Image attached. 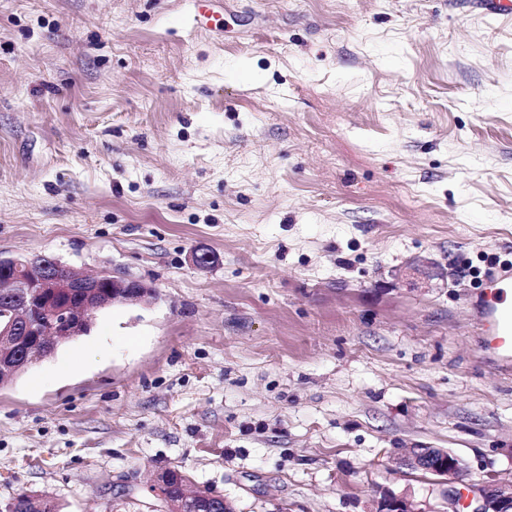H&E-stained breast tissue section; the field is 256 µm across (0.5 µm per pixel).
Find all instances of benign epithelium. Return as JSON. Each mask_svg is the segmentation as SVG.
Returning a JSON list of instances; mask_svg holds the SVG:
<instances>
[{
  "instance_id": "obj_1",
  "label": "benign epithelium",
  "mask_w": 512,
  "mask_h": 512,
  "mask_svg": "<svg viewBox=\"0 0 512 512\" xmlns=\"http://www.w3.org/2000/svg\"><path fill=\"white\" fill-rule=\"evenodd\" d=\"M16 268L0 277V296L11 301L10 317L0 323V384L21 374L33 361L53 355L62 342L90 332L96 313L114 304L140 305L156 298L141 282L103 270L82 274L53 257L32 254L0 257ZM401 463L412 471L443 477L463 473V464L444 448H410ZM177 512H212L207 500L180 486ZM471 512H512V482L482 481L471 489ZM372 512H422L414 500L381 487Z\"/></svg>"
}]
</instances>
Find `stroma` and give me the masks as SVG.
<instances>
[{"instance_id": "1", "label": "stroma", "mask_w": 512, "mask_h": 512, "mask_svg": "<svg viewBox=\"0 0 512 512\" xmlns=\"http://www.w3.org/2000/svg\"><path fill=\"white\" fill-rule=\"evenodd\" d=\"M219 2L216 31L191 0H0V256L156 292L0 385V501L158 512L177 468L234 512L381 486L465 512L448 487L512 481V372L474 312L512 260V19ZM401 463L412 471L443 477H455L463 473V464L444 448H409Z\"/></svg>"}]
</instances>
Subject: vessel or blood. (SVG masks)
<instances>
[{"label": "vessel or blood", "instance_id": "vessel-or-blood-1", "mask_svg": "<svg viewBox=\"0 0 512 512\" xmlns=\"http://www.w3.org/2000/svg\"><path fill=\"white\" fill-rule=\"evenodd\" d=\"M491 297L481 307L479 323L484 334V345L493 351L499 368H512V300L505 290L512 288V268L502 266L489 272Z\"/></svg>", "mask_w": 512, "mask_h": 512}]
</instances>
